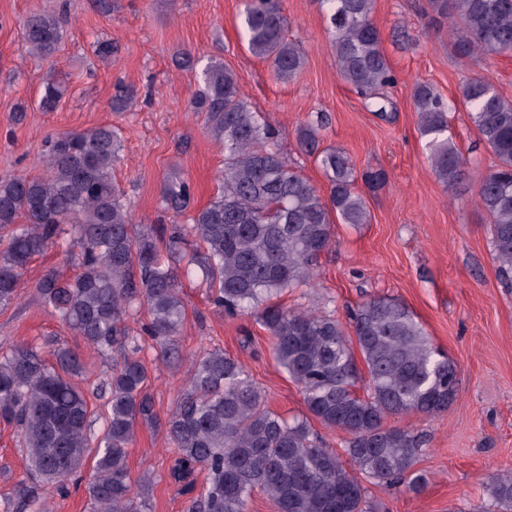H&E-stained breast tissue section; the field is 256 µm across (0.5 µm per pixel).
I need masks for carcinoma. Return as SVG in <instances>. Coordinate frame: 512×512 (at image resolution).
Returning a JSON list of instances; mask_svg holds the SVG:
<instances>
[{"instance_id": "cac0c4a2", "label": "carcinoma", "mask_w": 512, "mask_h": 512, "mask_svg": "<svg viewBox=\"0 0 512 512\" xmlns=\"http://www.w3.org/2000/svg\"><path fill=\"white\" fill-rule=\"evenodd\" d=\"M325 9L340 80L372 112L392 106L395 75L372 20L374 0H319ZM448 20V40L459 59L512 54V0H428ZM249 52L270 62L281 81L305 64L286 37L281 0H243L240 13ZM62 15L51 7L22 25L30 54L52 55L62 39ZM194 100L210 136L224 145L217 196L191 223L133 231L123 193L112 179L120 137L110 125L56 135L44 144L46 173L0 179V229L12 228L0 251V308L21 288L31 258L71 227L80 272L65 278L48 270L35 284L45 305L100 354L118 352L103 385L107 416L91 437L88 402L75 379L80 354L50 342L16 345L0 355V421L15 428L27 459L22 479L0 494V512H48V490L68 491L94 456L89 480L92 512H142L150 484L131 479L128 448L140 422L156 421L146 392L149 374L127 318L143 308L141 334L162 362L179 357L176 336L185 317L182 277L198 273L212 303L228 314L250 312L268 332L279 367L300 387L308 415L288 421L271 411L245 365L221 349L195 359L193 375L165 422L177 449L173 475L207 471V488L188 512H245L254 489L278 512H368L363 480L404 483L413 492L425 479L413 472L426 440L407 428H388L389 415L436 416L458 392L454 364L435 349L414 315L399 301L374 297L351 315L350 330L336 319L284 308L272 299L311 281L333 239V224H367L370 213L355 191L356 171L339 150L319 149L318 129L302 127L300 150L315 156L328 182L322 195L274 143V131L241 96L233 71L221 61L202 69ZM63 86L45 84L39 107L54 111ZM471 121L496 164L476 184V200L491 219L494 259L512 274V102L472 78L461 88ZM432 174L449 190L468 177L449 135L448 102L431 85L412 92ZM189 184L164 185L166 209L178 216L191 204ZM24 224L16 226L19 220ZM186 266H180L181 261ZM358 348L369 382L355 391ZM343 431V452L320 445L312 421ZM490 496L512 512V475L491 477Z\"/></svg>"}]
</instances>
